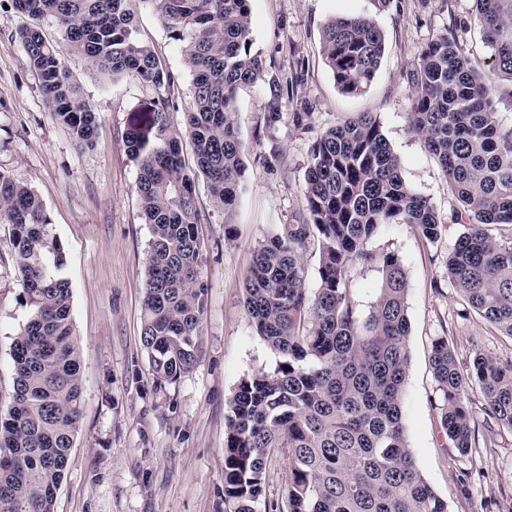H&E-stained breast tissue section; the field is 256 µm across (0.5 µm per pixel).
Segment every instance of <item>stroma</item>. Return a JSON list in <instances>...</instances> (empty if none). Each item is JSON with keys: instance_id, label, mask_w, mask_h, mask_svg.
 I'll list each match as a JSON object with an SVG mask.
<instances>
[{"instance_id": "stroma-1", "label": "stroma", "mask_w": 512, "mask_h": 512, "mask_svg": "<svg viewBox=\"0 0 512 512\" xmlns=\"http://www.w3.org/2000/svg\"><path fill=\"white\" fill-rule=\"evenodd\" d=\"M0 0V171L29 185L46 207L65 254L71 311L79 344L83 405L79 430L55 512H224L225 415L240 381L272 370L276 354L256 334L244 307L253 253L280 225L305 211L304 178L319 131L369 112L401 161L415 193L430 199L447 228L429 242L406 224H387L369 249L393 251L408 278L409 365L402 392L403 425L422 476L448 502V512H512V431L485 422L480 391L470 395L477 448L459 455L440 425L430 355L447 338L462 367L476 354L512 362V338L465 312L445 275L463 225L448 182L410 125L407 73L421 47L455 28L463 54L490 70V50L474 21L473 0H250L253 47L269 73L299 76L301 85L277 119L260 82L238 90L231 119L245 146L246 188L232 231L197 181L203 245L200 278L207 288L200 355L191 372L158 383L141 343L144 258L150 231L135 185L138 166L124 136L133 113L147 111L152 85L103 75L78 55L64 62L99 115L94 148L77 144L49 112L16 36L26 19ZM339 16H365L385 33V52L365 93L337 87L322 54V29ZM138 37L179 77L173 95L189 100L192 73L177 42L148 10ZM308 113V126L295 113ZM280 163H269L271 152ZM12 227L0 223V413L13 401L11 346L30 310L20 297Z\"/></svg>"}]
</instances>
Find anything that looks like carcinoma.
<instances>
[{
  "label": "carcinoma",
  "mask_w": 512,
  "mask_h": 512,
  "mask_svg": "<svg viewBox=\"0 0 512 512\" xmlns=\"http://www.w3.org/2000/svg\"><path fill=\"white\" fill-rule=\"evenodd\" d=\"M491 49L492 74L512 82V0H473ZM28 23L17 38L49 109L83 146L94 145L98 113L63 61L79 54L114 78L161 90L125 146L138 165L136 191L150 225L141 342L156 381L174 383L196 364L207 288L196 180L202 176L225 228L244 189V145L231 120L238 89L269 80L271 114L296 87L273 76L253 51L248 0H15ZM152 10L191 69L190 100L174 125L178 77L136 36L139 7ZM52 18L61 40L41 22ZM322 51L340 91L372 83L385 34L364 16L335 17ZM411 83L413 130L448 178L466 232L448 253V280L482 319L512 337V242L490 226L512 224V124L496 112L491 79L462 55L453 32L422 46ZM191 142L186 165L182 137ZM303 195L307 215L255 251L245 307L275 352L274 369L243 378L225 416L224 512H256L267 467L281 462L286 504L271 512H448L419 472L406 441L401 395L409 362L408 279L399 256L367 248L383 224H409L424 239L444 229L433 205L411 191L401 163L370 113L316 135ZM0 223L13 226L22 301L31 310L11 347L13 404L0 417V512H54L78 431L83 388L62 243L34 191L0 172ZM319 245L318 287H306L303 251ZM357 266L381 285L368 308ZM441 425L462 456L476 447L469 390L485 415L512 429V363L478 355L469 368L448 340L432 346Z\"/></svg>",
  "instance_id": "obj_1"
}]
</instances>
